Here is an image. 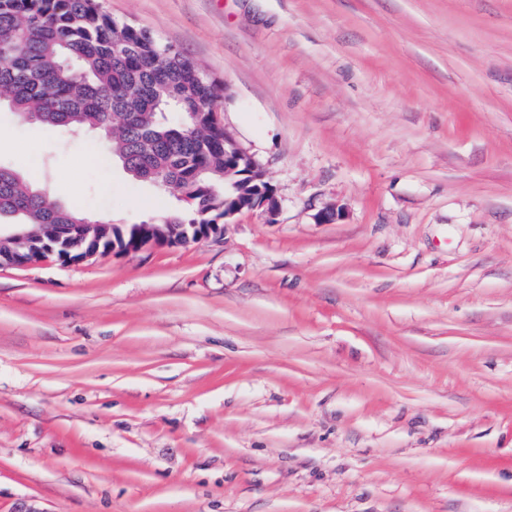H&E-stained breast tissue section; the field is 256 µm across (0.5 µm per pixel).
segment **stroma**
Instances as JSON below:
<instances>
[{
	"label": "stroma",
	"instance_id": "35a3bbf8",
	"mask_svg": "<svg viewBox=\"0 0 512 512\" xmlns=\"http://www.w3.org/2000/svg\"><path fill=\"white\" fill-rule=\"evenodd\" d=\"M100 5L225 85L277 215L0 267V512H512V0ZM0 164L187 211L6 108Z\"/></svg>",
	"mask_w": 512,
	"mask_h": 512
}]
</instances>
